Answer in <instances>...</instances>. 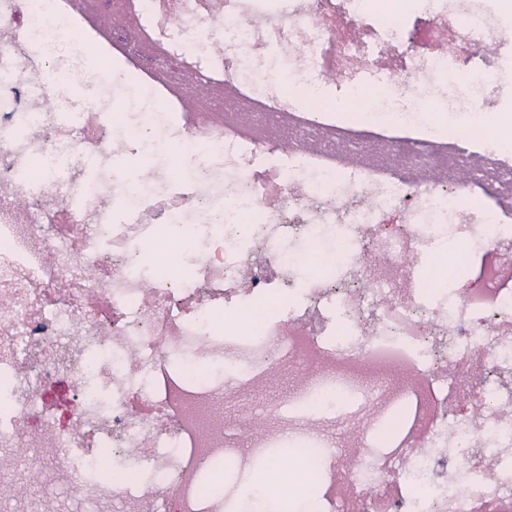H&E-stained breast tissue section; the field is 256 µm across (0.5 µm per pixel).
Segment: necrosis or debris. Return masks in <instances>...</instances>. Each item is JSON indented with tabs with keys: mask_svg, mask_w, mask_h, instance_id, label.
I'll use <instances>...</instances> for the list:
<instances>
[{
	"mask_svg": "<svg viewBox=\"0 0 512 512\" xmlns=\"http://www.w3.org/2000/svg\"><path fill=\"white\" fill-rule=\"evenodd\" d=\"M359 3L93 0L141 20L105 41L66 0L38 24L0 0V512H223L234 487L209 492L207 467L249 473L288 437L327 483L315 512H512V279L485 261L512 244L485 191L512 183V151L476 126L457 150L421 117L483 113L471 76H512V8L478 0L457 60L443 0L366 18ZM277 12L285 25L261 26ZM389 50L403 70L379 65ZM283 61L396 120L298 102L270 76ZM188 79L238 99L184 107L171 88ZM151 141L187 159L181 180L169 161L139 187L118 171ZM442 242L460 246L450 263L481 259L477 287L424 282ZM336 244L328 277L305 276ZM168 255L177 277L159 274ZM274 293L284 310L228 327ZM477 356L490 376L468 373ZM273 369L305 379L250 404ZM402 406L404 438L379 444ZM336 421L358 428L347 462L321 428Z\"/></svg>",
	"mask_w": 512,
	"mask_h": 512,
	"instance_id": "obj_1",
	"label": "necrosis or debris"
}]
</instances>
